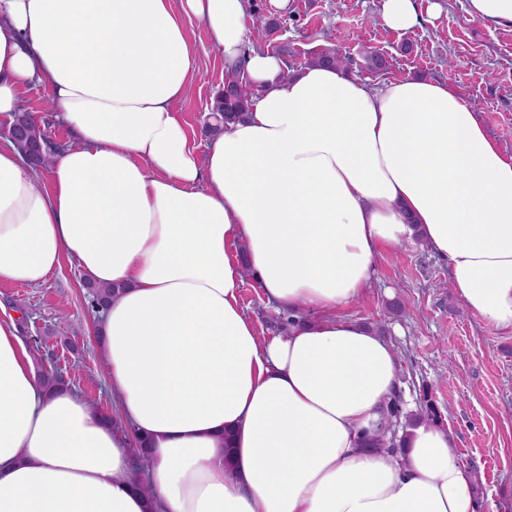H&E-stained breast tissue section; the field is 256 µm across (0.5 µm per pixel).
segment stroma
Listing matches in <instances>:
<instances>
[{
	"mask_svg": "<svg viewBox=\"0 0 512 512\" xmlns=\"http://www.w3.org/2000/svg\"><path fill=\"white\" fill-rule=\"evenodd\" d=\"M383 0H249L250 14L276 20L270 35L248 30V46L284 57L293 72L335 49L353 60L365 50L388 54L389 77L448 81L474 108L500 151L512 158V29L472 21L466 0H415L419 21L393 29L381 19ZM198 49L197 72L177 114L197 144L209 140L210 103L229 75L224 55L201 21L188 22ZM28 111L58 144L73 140L50 109L51 92L35 83L23 92ZM86 277L71 259L38 287L0 282V307L12 308L26 345L40 343L43 367L55 366L87 400L113 412L109 378L86 304ZM262 340L287 335L289 325L267 303L254 277L240 291ZM347 316L376 326L398 354L394 398L402 417L428 408L453 436V452L475 477L478 512H491L512 487V334L486 327L454 294L448 264L421 242L383 248L370 292Z\"/></svg>",
	"mask_w": 512,
	"mask_h": 512,
	"instance_id": "35a3bbf8",
	"label": "stroma"
}]
</instances>
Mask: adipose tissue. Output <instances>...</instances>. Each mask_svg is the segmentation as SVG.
<instances>
[{
	"mask_svg": "<svg viewBox=\"0 0 512 512\" xmlns=\"http://www.w3.org/2000/svg\"><path fill=\"white\" fill-rule=\"evenodd\" d=\"M194 19L259 90L202 154L176 113ZM247 20L248 0H0V115L43 82L77 140L48 193L0 142V282L42 285L67 255L119 289L97 333L130 428L48 391L0 317V512H476L449 431L421 418L376 448L398 360L343 310L382 247L418 239L512 333V159L448 83L289 76L246 50ZM249 274L287 336L259 339Z\"/></svg>",
	"mask_w": 512,
	"mask_h": 512,
	"instance_id": "adipose-tissue-1",
	"label": "adipose tissue"
}]
</instances>
